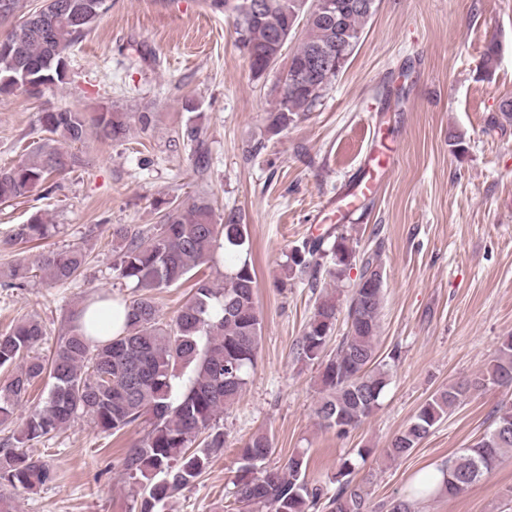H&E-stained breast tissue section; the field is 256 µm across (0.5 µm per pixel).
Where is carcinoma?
I'll return each mask as SVG.
<instances>
[{"label":"carcinoma","mask_w":512,"mask_h":512,"mask_svg":"<svg viewBox=\"0 0 512 512\" xmlns=\"http://www.w3.org/2000/svg\"><path fill=\"white\" fill-rule=\"evenodd\" d=\"M229 0H207L213 11L233 23L238 48L248 59L252 74L262 76L280 40L288 38L301 18L305 0H265L264 10L243 18ZM339 8L306 18L304 35L288 62V82L283 84L269 128L279 133L301 112H309L344 69L308 74L307 61L314 54L344 42L348 55L359 46L374 15L357 6V0H330ZM108 10L107 0H44L5 35L0 54V94L26 86L65 81L68 51L92 24ZM143 126L150 114L133 115L115 106H101L88 114L63 108L42 115L51 137L24 154L11 166L0 167V202L26 197L52 175L83 165L69 150L82 144L90 133L118 141L125 138L132 118ZM55 225L38 213L17 224L5 243L26 244L47 238ZM117 243L116 278L135 288L131 299L101 296L107 309L93 325H105L109 310L124 313L120 333L97 340L74 321L52 356L35 354L44 333L40 321L24 319L0 332V370L8 373L0 385V422L13 418L30 387L51 380L46 401L28 411L18 426L15 441L24 445L65 429L77 416L89 417L102 432L112 434L146 420L150 427L130 448L122 467L140 496L138 512H160L165 502L194 482L224 449V431L217 419L246 388L259 352L262 316L255 294V273L237 257L248 250L247 225L231 212L224 222L216 219L212 201L204 196L172 203L163 223L131 232L113 229ZM224 249L231 264L224 269V285L196 280L181 310L170 322L163 320L154 292L178 288L193 271ZM87 250L68 248L40 253L35 263L19 262L5 277L6 288L24 287L33 268L57 283L77 278L87 263ZM358 274L346 301L348 331L326 355L327 339L336 326L338 305L332 295L319 297L297 344L299 360L319 362L322 396L315 414L320 424L344 436L359 427L378 407L389 380V363L378 357L376 340L384 277L376 257H357L353 238L328 230L295 249L285 265L286 277L308 275L309 287L320 277L334 282ZM488 386L512 387V336L501 341L496 356L485 370L464 383L440 387L420 406L411 423L391 441L386 455H410L448 411L465 403L474 392ZM512 452V403L493 410L491 424L473 445L463 449L443 469L441 493H461ZM273 443L268 434H253L241 449L235 500L245 509L263 505L269 512H368L361 485L351 478L354 465L345 460L336 473V491L328 494L307 477V460L297 453L282 465L271 464ZM55 472L39 457L0 450V512H15L13 491L36 492L53 482ZM427 479H418L409 495L391 502L389 512H412L414 501L430 495Z\"/></svg>","instance_id":"cac0c4a2"}]
</instances>
